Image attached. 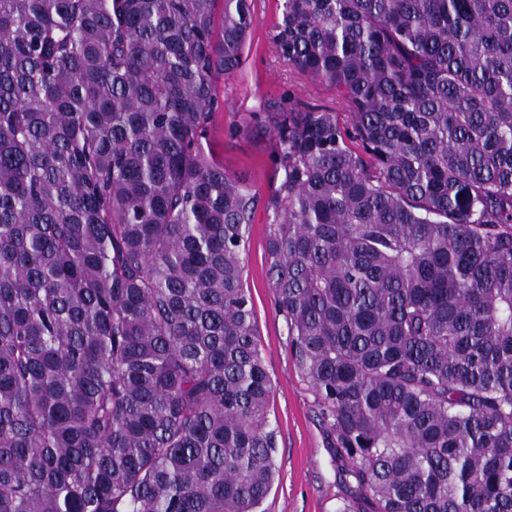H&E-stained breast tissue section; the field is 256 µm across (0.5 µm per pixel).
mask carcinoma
<instances>
[{"mask_svg": "<svg viewBox=\"0 0 512 512\" xmlns=\"http://www.w3.org/2000/svg\"><path fill=\"white\" fill-rule=\"evenodd\" d=\"M0 0V512H264L254 196L202 146L253 0ZM270 288L353 486L512 512V0H282Z\"/></svg>", "mask_w": 512, "mask_h": 512, "instance_id": "obj_1", "label": "carcinoma"}]
</instances>
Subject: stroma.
Listing matches in <instances>:
<instances>
[{
	"label": "stroma",
	"instance_id": "stroma-1",
	"mask_svg": "<svg viewBox=\"0 0 512 512\" xmlns=\"http://www.w3.org/2000/svg\"><path fill=\"white\" fill-rule=\"evenodd\" d=\"M258 22L235 76L217 83L218 105L202 144L206 155L245 181L255 197L244 254V286L254 311L258 339L273 393L269 420L277 430L279 476L265 500V512H336L347 492V460L339 458L309 383L292 359L288 327L269 285L267 235L271 215L265 199L276 184L269 136L247 129L266 102L292 97L347 114L334 87L313 81L273 51L270 35L281 0H254Z\"/></svg>",
	"mask_w": 512,
	"mask_h": 512
}]
</instances>
